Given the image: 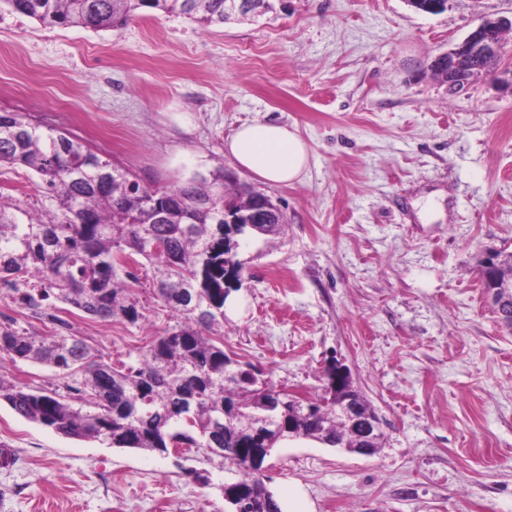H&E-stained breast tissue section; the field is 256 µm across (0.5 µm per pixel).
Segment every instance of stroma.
Listing matches in <instances>:
<instances>
[{
  "mask_svg": "<svg viewBox=\"0 0 512 512\" xmlns=\"http://www.w3.org/2000/svg\"><path fill=\"white\" fill-rule=\"evenodd\" d=\"M206 27L143 11L112 31L0 10V112L77 136L150 188L246 185L286 219L242 242L224 351L281 390L324 395L331 361L379 417L374 454L298 439L264 462L273 491L299 483L316 512H512V333L480 262L512 252V30L466 91L430 70L512 0H268ZM295 129L309 165L272 186L224 142L247 122ZM233 183H223V173ZM52 203L35 173L0 167V201ZM143 317L93 319L56 304L113 364L181 317L133 266ZM236 474L202 448L164 456L63 437L0 401V512H227Z\"/></svg>",
  "mask_w": 512,
  "mask_h": 512,
  "instance_id": "1",
  "label": "stroma"
}]
</instances>
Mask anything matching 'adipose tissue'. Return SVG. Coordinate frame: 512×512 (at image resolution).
Here are the masks:
<instances>
[{"label":"adipose tissue","instance_id":"obj_1","mask_svg":"<svg viewBox=\"0 0 512 512\" xmlns=\"http://www.w3.org/2000/svg\"><path fill=\"white\" fill-rule=\"evenodd\" d=\"M224 151L239 169L271 185L298 180L309 163L307 145L294 130L260 121L241 125Z\"/></svg>","mask_w":512,"mask_h":512}]
</instances>
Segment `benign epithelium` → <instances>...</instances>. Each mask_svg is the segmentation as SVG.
Returning a JSON list of instances; mask_svg holds the SVG:
<instances>
[{
    "mask_svg": "<svg viewBox=\"0 0 512 512\" xmlns=\"http://www.w3.org/2000/svg\"><path fill=\"white\" fill-rule=\"evenodd\" d=\"M509 29H512V19H485L455 48L437 56V59L448 62V80L445 81L448 90L468 87L483 74L487 66L502 55V34ZM482 267L486 274V298L493 308L503 310L508 316L505 324L509 325L512 323V252L505 256L488 253L482 260ZM336 408L359 423L360 452L373 453L374 442L382 439L379 420L361 412L350 397H338Z\"/></svg>",
    "mask_w": 512,
    "mask_h": 512,
    "instance_id": "7a95c632",
    "label": "benign epithelium"
}]
</instances>
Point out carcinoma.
I'll return each instance as SVG.
<instances>
[{
	"label": "carcinoma",
	"instance_id": "1",
	"mask_svg": "<svg viewBox=\"0 0 512 512\" xmlns=\"http://www.w3.org/2000/svg\"><path fill=\"white\" fill-rule=\"evenodd\" d=\"M43 24L112 30L144 8L221 25L227 0H0ZM36 172L55 203L46 217L0 201V285L6 296L52 333L0 326V356L47 365L67 394L30 389L0 378V401L29 422L77 440L163 455L181 448H221L238 475L232 486L243 512H282L254 453L268 455L286 437L332 446L357 445V431L324 396L295 414L290 395L248 366L233 367L216 333L241 282L240 240L279 233V224H226L224 208L243 212L247 193L206 186L152 189L93 152L84 142L15 112L0 113V165ZM168 219L155 221L156 208ZM142 257L157 272L155 294L183 320L153 339L135 366L115 367L92 353L53 302L101 320L142 317L119 278ZM80 401L91 410L74 406Z\"/></svg>",
	"mask_w": 512,
	"mask_h": 512
}]
</instances>
